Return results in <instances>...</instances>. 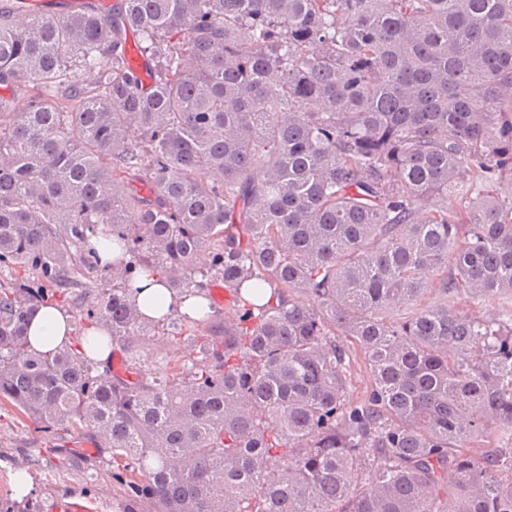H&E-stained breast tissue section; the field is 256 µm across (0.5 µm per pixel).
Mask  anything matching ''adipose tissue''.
Listing matches in <instances>:
<instances>
[{
    "mask_svg": "<svg viewBox=\"0 0 512 512\" xmlns=\"http://www.w3.org/2000/svg\"><path fill=\"white\" fill-rule=\"evenodd\" d=\"M136 284L139 292L136 302L147 316L158 319L166 315L190 310L193 298L170 289L164 275L148 269L140 271ZM103 328L95 324L80 326L77 319L55 305H39L28 325V343L32 350L52 352L73 342L74 336H82L81 350L89 351L91 358L106 365L112 360L110 346L101 344Z\"/></svg>",
    "mask_w": 512,
    "mask_h": 512,
    "instance_id": "1",
    "label": "adipose tissue"
}]
</instances>
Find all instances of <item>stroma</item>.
I'll return each instance as SVG.
<instances>
[{"instance_id":"stroma-1","label":"stroma","mask_w":512,"mask_h":512,"mask_svg":"<svg viewBox=\"0 0 512 512\" xmlns=\"http://www.w3.org/2000/svg\"><path fill=\"white\" fill-rule=\"evenodd\" d=\"M186 341L162 331L144 337L140 345V365L144 373H153L155 363L168 360L175 364L189 358ZM67 447L81 448L100 464L96 482H88L85 465L73 459L60 463L52 454L53 443L31 420L16 417L9 409H0V500L19 503L22 512H55L59 501L80 506L82 512H122V492L111 476V452L92 444L89 435L69 436ZM27 473L31 488L19 494L16 472Z\"/></svg>"}]
</instances>
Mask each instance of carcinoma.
<instances>
[{"mask_svg":"<svg viewBox=\"0 0 512 512\" xmlns=\"http://www.w3.org/2000/svg\"><path fill=\"white\" fill-rule=\"evenodd\" d=\"M505 179L512 0H0V406L94 430L123 512H512ZM144 268L232 296L178 373L145 375L141 337L215 308L145 316ZM73 288L125 356L106 381L29 349ZM210 280H211V282H210ZM207 282L209 283L210 286H209V288H206V289L210 290L213 300L215 302L216 309L218 310V313L215 317H213L211 322H208L206 325H204V324L200 325L198 327V329H199V331H206V332H204L205 334H210V330H211L212 332L215 331L217 334L224 336V322L226 321L227 323H232L235 319L233 311L229 308V301H231V297L228 294V292L224 290L223 302H220L219 300H217L215 293H214L215 286H217V285L224 286V281L220 280V278L214 279L212 277H208ZM347 352L351 365L350 397L353 400L365 397L372 387V377L364 360V354L355 344L343 337L337 339Z\"/></svg>","mask_w":512,"mask_h":512,"instance_id":"cac0c4a2","label":"carcinoma"}]
</instances>
